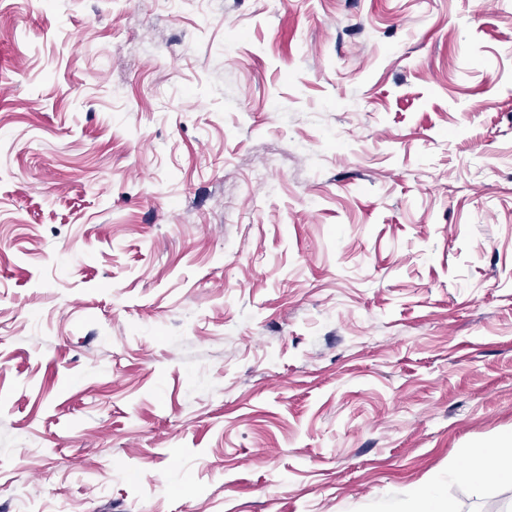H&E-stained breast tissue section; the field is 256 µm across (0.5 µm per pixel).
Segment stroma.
<instances>
[{
	"label": "stroma",
	"mask_w": 512,
	"mask_h": 512,
	"mask_svg": "<svg viewBox=\"0 0 512 512\" xmlns=\"http://www.w3.org/2000/svg\"><path fill=\"white\" fill-rule=\"evenodd\" d=\"M512 431V0H0V512H385Z\"/></svg>",
	"instance_id": "1"
}]
</instances>
